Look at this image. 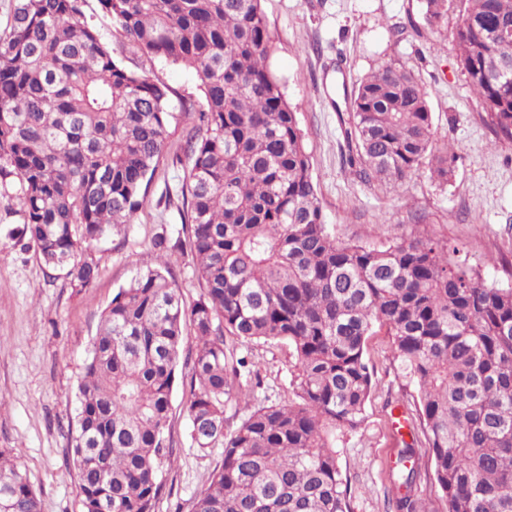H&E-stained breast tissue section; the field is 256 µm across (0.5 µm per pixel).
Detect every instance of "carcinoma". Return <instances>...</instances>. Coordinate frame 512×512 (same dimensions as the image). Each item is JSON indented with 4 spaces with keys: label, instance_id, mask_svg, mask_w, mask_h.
<instances>
[{
    "label": "carcinoma",
    "instance_id": "1",
    "mask_svg": "<svg viewBox=\"0 0 512 512\" xmlns=\"http://www.w3.org/2000/svg\"><path fill=\"white\" fill-rule=\"evenodd\" d=\"M140 52L192 67L202 101L186 141L181 220L203 285L187 308L168 261L113 296L90 346L70 453L83 512H155L171 393L189 320L197 338L186 401L192 443L224 444L193 512H348L336 440L368 424L371 336L389 337L416 386L404 411L395 512H422L417 447L431 453L442 512H512V286L487 284L430 238L376 250L325 224L303 136L268 67L260 0H98ZM85 0H12L0 34V182L40 263L91 287L93 243L134 223L169 139L174 90L126 68L83 12ZM440 24L447 0H422ZM451 32L462 70L496 137L512 143V0H465ZM348 165L401 187L423 165L446 181L427 92L385 64L361 79L339 116ZM247 344L288 343L294 399L252 410L231 433L224 406L246 395ZM6 512H41L15 463L0 461Z\"/></svg>",
    "mask_w": 512,
    "mask_h": 512
}]
</instances>
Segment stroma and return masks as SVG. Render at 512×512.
<instances>
[{"label":"stroma","mask_w":512,"mask_h":512,"mask_svg":"<svg viewBox=\"0 0 512 512\" xmlns=\"http://www.w3.org/2000/svg\"><path fill=\"white\" fill-rule=\"evenodd\" d=\"M447 6L442 27L434 28L425 22L420 0H261L271 35L268 65L304 133L325 222L337 240L380 249L399 236L431 237L459 249L487 283L507 287L512 285V143L497 140L488 127L451 41L462 0H447ZM84 14L124 66L175 89L172 112H180L182 102L201 100L192 68L141 56L97 0H86ZM387 63L410 70L424 84L438 142L455 155L447 181L423 170L398 188L350 173L335 105L343 101L344 88ZM188 127L182 120L171 124L168 154L134 224L91 247L89 255L99 266L92 288H73L63 272L36 260L18 235L21 214L8 206L16 180L0 191V453L24 470L42 512H82L69 431L84 362L113 296L138 270L155 265L156 239L169 244L167 259L184 305L192 306L203 292L190 252L175 245L187 167L179 154ZM492 256L497 265L489 264ZM182 334L168 431L172 463L163 469L156 512H191L224 457L223 444L203 452L191 441L185 401L188 355L197 340L191 324H184ZM226 344L253 362L259 377L248 403L226 408L231 431L249 409L291 399L293 360L283 343L246 347L230 337ZM367 357L377 382L368 426L337 440L339 464L351 512H393L390 469L401 435L391 412L412 400L415 387L399 378L385 334L370 338Z\"/></svg>","instance_id":"1"}]
</instances>
